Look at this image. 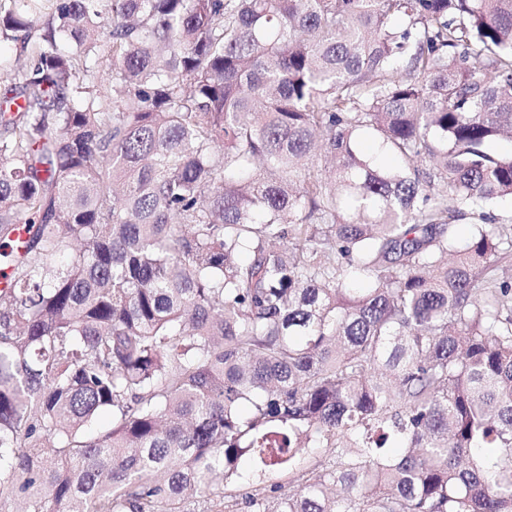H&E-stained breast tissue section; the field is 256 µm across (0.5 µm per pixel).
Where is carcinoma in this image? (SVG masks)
<instances>
[{"instance_id": "cac0c4a2", "label": "carcinoma", "mask_w": 512, "mask_h": 512, "mask_svg": "<svg viewBox=\"0 0 512 512\" xmlns=\"http://www.w3.org/2000/svg\"><path fill=\"white\" fill-rule=\"evenodd\" d=\"M14 2L0 501L512 512V0ZM243 473L246 475V477L239 481L237 491L235 492L239 502H241V497L245 495L247 491H249V487H251L253 483L261 481L263 484L269 486L271 484L284 483L288 481V467L284 469L268 471L263 474L260 472L257 473L256 471L252 472L244 468ZM258 474L260 475V480Z\"/></svg>"}]
</instances>
